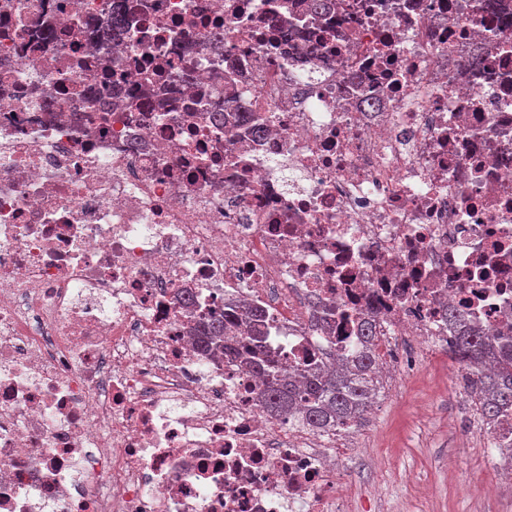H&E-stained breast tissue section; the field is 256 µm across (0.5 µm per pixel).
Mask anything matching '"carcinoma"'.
I'll use <instances>...</instances> for the list:
<instances>
[{
	"instance_id": "1",
	"label": "carcinoma",
	"mask_w": 512,
	"mask_h": 512,
	"mask_svg": "<svg viewBox=\"0 0 512 512\" xmlns=\"http://www.w3.org/2000/svg\"><path fill=\"white\" fill-rule=\"evenodd\" d=\"M232 314H212L197 320L190 334L198 345L217 344ZM249 368L264 377L259 393L262 406L273 416L300 415V423L328 431L349 428L367 411L380 381L370 348L355 352L324 370L291 374L268 365L261 347L253 345ZM450 359L465 368V390L482 422L491 427L512 414V349L484 331L463 330L449 349Z\"/></svg>"
}]
</instances>
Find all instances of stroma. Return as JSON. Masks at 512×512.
Returning a JSON list of instances; mask_svg holds the SVG:
<instances>
[{"mask_svg":"<svg viewBox=\"0 0 512 512\" xmlns=\"http://www.w3.org/2000/svg\"><path fill=\"white\" fill-rule=\"evenodd\" d=\"M382 383L372 413L345 433L370 446L339 471L349 512L376 499L384 512H512V496L490 491L504 477L454 365L439 355Z\"/></svg>","mask_w":512,"mask_h":512,"instance_id":"obj_1","label":"stroma"}]
</instances>
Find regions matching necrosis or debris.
<instances>
[{"label": "necrosis or debris", "instance_id": "4bbe7bcc", "mask_svg": "<svg viewBox=\"0 0 512 512\" xmlns=\"http://www.w3.org/2000/svg\"><path fill=\"white\" fill-rule=\"evenodd\" d=\"M500 2L355 0L340 35L310 0H0V512H336L335 432L269 416L205 312L248 301L298 370L368 322L389 371L512 334ZM232 314H212L208 317L197 320L190 330V335L195 336L199 346L207 350L216 345V349H220L223 345H218L219 338L224 336V330L229 329L228 323L232 319Z\"/></svg>", "mask_w": 512, "mask_h": 512}]
</instances>
